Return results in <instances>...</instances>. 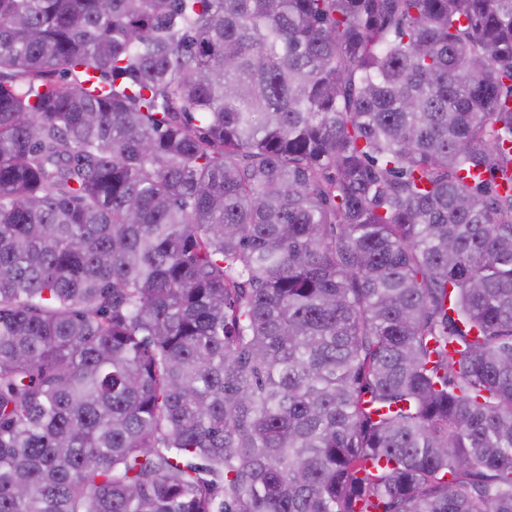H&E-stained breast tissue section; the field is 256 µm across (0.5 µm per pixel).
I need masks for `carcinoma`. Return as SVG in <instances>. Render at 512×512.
Instances as JSON below:
<instances>
[{
  "mask_svg": "<svg viewBox=\"0 0 512 512\" xmlns=\"http://www.w3.org/2000/svg\"><path fill=\"white\" fill-rule=\"evenodd\" d=\"M512 0H0V512H512Z\"/></svg>",
  "mask_w": 512,
  "mask_h": 512,
  "instance_id": "carcinoma-1",
  "label": "carcinoma"
}]
</instances>
